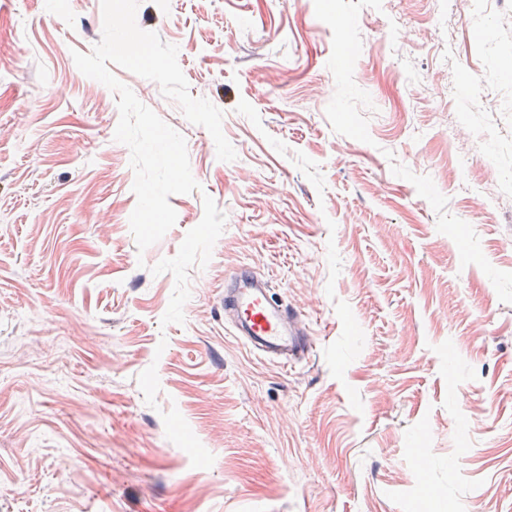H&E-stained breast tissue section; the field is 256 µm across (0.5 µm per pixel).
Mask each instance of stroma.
I'll return each mask as SVG.
<instances>
[{"label": "stroma", "mask_w": 512, "mask_h": 512, "mask_svg": "<svg viewBox=\"0 0 512 512\" xmlns=\"http://www.w3.org/2000/svg\"><path fill=\"white\" fill-rule=\"evenodd\" d=\"M237 157L159 86L198 191L138 251L101 0H0V512H512V0H140ZM226 215L162 325L175 256ZM241 266L301 313L283 368ZM236 288L224 291V312L248 350L265 360L288 363L312 349L311 336L299 327L300 314L273 299L269 281L249 268L238 271Z\"/></svg>", "instance_id": "1"}]
</instances>
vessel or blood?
Returning <instances> with one entry per match:
<instances>
[{"label": "vessel or blood", "mask_w": 512, "mask_h": 512, "mask_svg": "<svg viewBox=\"0 0 512 512\" xmlns=\"http://www.w3.org/2000/svg\"><path fill=\"white\" fill-rule=\"evenodd\" d=\"M234 279L236 288L224 293V311L248 350L283 363L308 355L313 342L299 327V313L274 300L269 281L247 268Z\"/></svg>", "instance_id": "b4317fda"}]
</instances>
